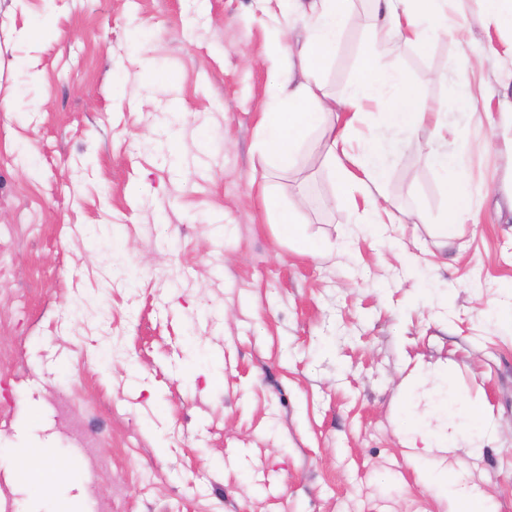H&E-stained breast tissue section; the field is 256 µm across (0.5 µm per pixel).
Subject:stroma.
<instances>
[{"label": "stroma", "instance_id": "1", "mask_svg": "<svg viewBox=\"0 0 512 512\" xmlns=\"http://www.w3.org/2000/svg\"><path fill=\"white\" fill-rule=\"evenodd\" d=\"M455 7L463 36L377 62L473 146L448 243L432 126L388 138L381 239L318 130L291 171L262 155L283 0H0V512H512V130L458 107L498 112L512 30ZM348 11L339 97L371 44ZM472 405L479 448L450 437ZM22 446L50 484L13 475ZM273 213L276 216V223L288 232L289 238H292L299 242H305V238L299 233L298 221L296 212L290 207H282L278 204L272 206Z\"/></svg>", "mask_w": 512, "mask_h": 512}]
</instances>
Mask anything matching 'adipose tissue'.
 I'll use <instances>...</instances> for the list:
<instances>
[{
  "instance_id": "1",
  "label": "adipose tissue",
  "mask_w": 512,
  "mask_h": 512,
  "mask_svg": "<svg viewBox=\"0 0 512 512\" xmlns=\"http://www.w3.org/2000/svg\"><path fill=\"white\" fill-rule=\"evenodd\" d=\"M345 0H289L281 29L278 76L271 91L274 103L262 114L263 149L279 170H289L307 132H323V150L330 172L348 199H360L361 223H379L385 213L389 165L382 135L415 130L432 123L433 115L414 109L403 75L372 76L373 54L362 58V74L341 98L322 92L315 74L328 60L346 25ZM377 42L391 50L422 37L446 36L454 23L448 0H373ZM303 26L306 36L293 42L291 33ZM469 145L448 151L434 149L430 164L444 178L452 217L441 235L451 240L471 220L472 194L463 173Z\"/></svg>"
}]
</instances>
